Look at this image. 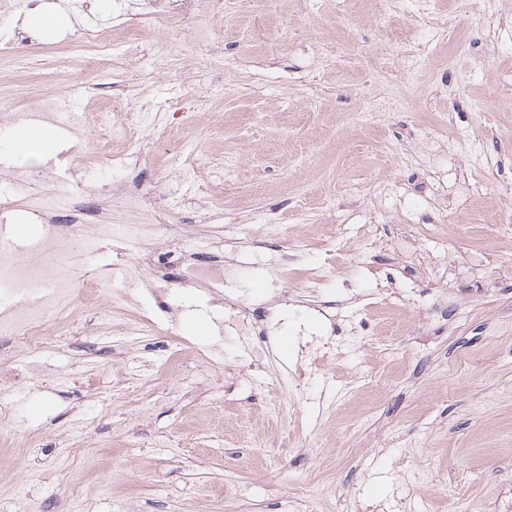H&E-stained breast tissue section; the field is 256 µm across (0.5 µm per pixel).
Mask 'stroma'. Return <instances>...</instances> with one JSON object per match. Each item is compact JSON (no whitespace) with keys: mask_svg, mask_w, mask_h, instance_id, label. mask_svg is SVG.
Instances as JSON below:
<instances>
[{"mask_svg":"<svg viewBox=\"0 0 512 512\" xmlns=\"http://www.w3.org/2000/svg\"><path fill=\"white\" fill-rule=\"evenodd\" d=\"M131 3L10 0L0 41L25 33L32 58L0 64V91L58 92L42 58L82 23L118 32ZM35 5L66 24L32 29ZM196 12L140 21L124 49L146 67L183 42L142 98L180 88L199 130L144 127L138 165L105 173L156 187L163 222L125 255L166 254L167 294L129 285L122 302L162 332L79 299L77 335L35 351L0 336V363L28 374L0 387V512H512V0H222L200 43ZM99 78L68 70L83 125L51 140L56 164L0 142L7 171L64 180L123 151L88 132L127 94ZM269 224L311 238L288 276ZM398 224L434 227L418 274L389 243ZM186 237L231 288L184 281ZM231 297L270 305L260 335L235 329Z\"/></svg>","mask_w":512,"mask_h":512,"instance_id":"35a3bbf8","label":"stroma"}]
</instances>
